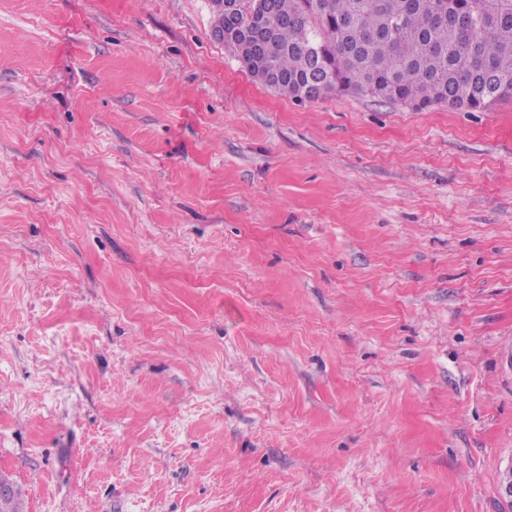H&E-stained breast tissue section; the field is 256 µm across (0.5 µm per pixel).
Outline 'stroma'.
<instances>
[{
    "mask_svg": "<svg viewBox=\"0 0 512 512\" xmlns=\"http://www.w3.org/2000/svg\"><path fill=\"white\" fill-rule=\"evenodd\" d=\"M211 0H0L21 512H512V101H297Z\"/></svg>",
    "mask_w": 512,
    "mask_h": 512,
    "instance_id": "obj_1",
    "label": "stroma"
}]
</instances>
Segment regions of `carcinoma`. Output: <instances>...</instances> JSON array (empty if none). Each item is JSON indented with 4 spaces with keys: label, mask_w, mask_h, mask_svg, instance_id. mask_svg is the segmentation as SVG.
<instances>
[{
    "label": "carcinoma",
    "mask_w": 512,
    "mask_h": 512,
    "mask_svg": "<svg viewBox=\"0 0 512 512\" xmlns=\"http://www.w3.org/2000/svg\"><path fill=\"white\" fill-rule=\"evenodd\" d=\"M229 15L212 0V28L238 25L255 37L243 58L238 37L223 41L249 73L302 99L300 87L327 80L315 101L340 91L417 110L461 112L512 99V0H235ZM466 12L479 23L448 27L437 11Z\"/></svg>",
    "instance_id": "cac0c4a2"
}]
</instances>
